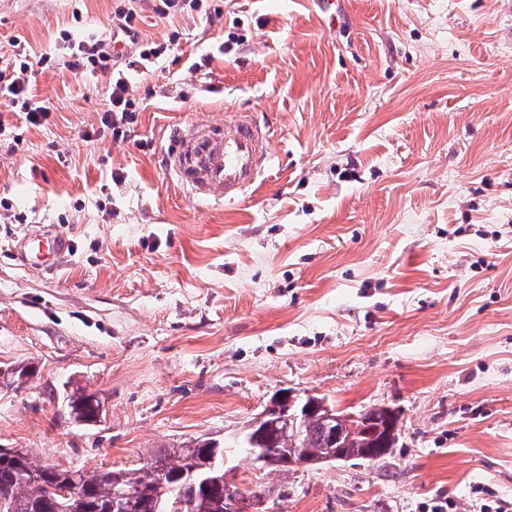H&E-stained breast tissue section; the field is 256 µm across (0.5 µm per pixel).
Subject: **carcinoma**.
I'll list each match as a JSON object with an SVG mask.
<instances>
[{"label":"carcinoma","instance_id":"carcinoma-1","mask_svg":"<svg viewBox=\"0 0 512 512\" xmlns=\"http://www.w3.org/2000/svg\"><path fill=\"white\" fill-rule=\"evenodd\" d=\"M68 419L89 421L98 401L78 396L66 405ZM379 436L346 432L340 441L349 457L362 458V449L375 448ZM242 443L273 456L319 461L337 448L322 422V412L308 415L288 440L272 442L250 427ZM242 500L258 494L231 482L224 486V444L214 447L201 439L189 448H158L141 467L99 471L60 469L41 464L29 453H0V512H116L123 495L132 494L140 512H224L227 489Z\"/></svg>","mask_w":512,"mask_h":512}]
</instances>
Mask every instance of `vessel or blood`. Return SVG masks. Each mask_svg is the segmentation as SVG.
<instances>
[{
    "mask_svg": "<svg viewBox=\"0 0 512 512\" xmlns=\"http://www.w3.org/2000/svg\"><path fill=\"white\" fill-rule=\"evenodd\" d=\"M271 161L269 132L250 112L211 122L194 120L178 128L164 156V167L196 201L224 206L255 188ZM25 256L53 267L66 253L59 239L30 232L22 242Z\"/></svg>",
    "mask_w": 512,
    "mask_h": 512,
    "instance_id": "obj_1",
    "label": "vessel or blood"
}]
</instances>
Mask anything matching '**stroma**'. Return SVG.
Masks as SVG:
<instances>
[{"instance_id": "stroma-1", "label": "stroma", "mask_w": 512, "mask_h": 512, "mask_svg": "<svg viewBox=\"0 0 512 512\" xmlns=\"http://www.w3.org/2000/svg\"><path fill=\"white\" fill-rule=\"evenodd\" d=\"M121 0H0L51 115L0 100V448L129 469L223 440L228 477L270 512H495L512 502V0H213L215 20L133 75L125 140L99 128L108 79L72 75L61 31L111 30ZM212 55L208 68L192 64ZM251 112L270 131L258 191L214 209L168 179L175 128ZM68 247L22 263L32 225ZM83 388L101 423L60 418ZM401 415L393 454L270 473L239 443L280 390Z\"/></svg>"}]
</instances>
